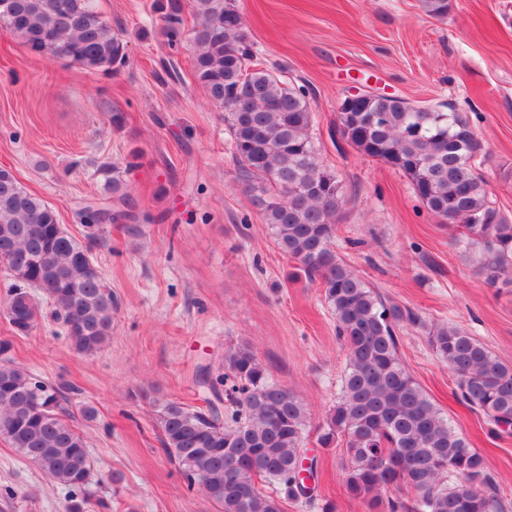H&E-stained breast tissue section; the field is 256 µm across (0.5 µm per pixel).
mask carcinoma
I'll use <instances>...</instances> for the list:
<instances>
[{
    "label": "carcinoma",
    "mask_w": 512,
    "mask_h": 512,
    "mask_svg": "<svg viewBox=\"0 0 512 512\" xmlns=\"http://www.w3.org/2000/svg\"><path fill=\"white\" fill-rule=\"evenodd\" d=\"M188 10L195 20L188 44L194 76L224 109L251 201L276 246L324 289L336 338L346 348L340 396L318 425L321 447L345 441L346 491L369 512H509L484 456L406 369L396 330L404 324L425 330L454 376L458 399L495 423L512 422V364L454 324L429 325L412 309L385 302L337 257L333 240L346 198L313 141L315 114L306 91L256 60L236 0H160L168 46L182 44ZM0 23L31 53L90 73H115L127 62V42L94 0H0ZM336 130L361 154L402 172L428 212L481 248L479 274L488 284L503 276L512 283V219L496 208L488 181L477 172L483 145L468 117L439 105L375 97L339 110ZM98 174L112 198L109 220L129 218L130 198L119 176L109 166ZM0 263L13 278L3 314L14 334L36 326L41 293L73 350L94 355L105 347L114 299L90 246L5 168ZM11 348L10 339H0V436L56 483L86 488L94 467L63 395L17 366L8 357ZM219 380L231 405L222 415L166 400L154 389L137 397L151 405L161 448L188 488L223 512H284V503L307 497L296 481L306 458V410L247 344L225 353ZM402 484L412 497L389 495Z\"/></svg>",
    "instance_id": "cac0c4a2"
}]
</instances>
